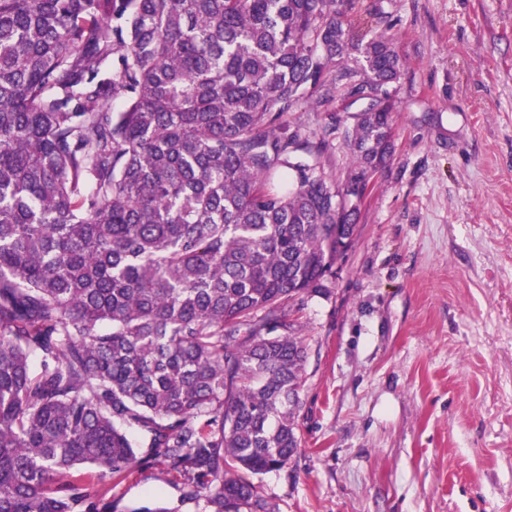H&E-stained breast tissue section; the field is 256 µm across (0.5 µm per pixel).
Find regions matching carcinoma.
<instances>
[{"mask_svg":"<svg viewBox=\"0 0 512 512\" xmlns=\"http://www.w3.org/2000/svg\"><path fill=\"white\" fill-rule=\"evenodd\" d=\"M401 73L337 0H0V512H100L153 459L200 512H275L254 477L298 454L309 357L286 307L326 293ZM341 86L373 101L336 182V129L283 116Z\"/></svg>","mask_w":512,"mask_h":512,"instance_id":"cac0c4a2","label":"carcinoma"}]
</instances>
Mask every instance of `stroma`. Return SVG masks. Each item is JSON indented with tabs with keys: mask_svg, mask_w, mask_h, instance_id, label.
Returning a JSON list of instances; mask_svg holds the SVG:
<instances>
[{
	"mask_svg": "<svg viewBox=\"0 0 512 512\" xmlns=\"http://www.w3.org/2000/svg\"><path fill=\"white\" fill-rule=\"evenodd\" d=\"M356 32L389 28L395 156L352 243L294 320L309 348L300 450L257 477L276 512H512V0H345ZM303 100L288 124L352 128ZM151 463L107 512L162 500L198 512Z\"/></svg>",
	"mask_w": 512,
	"mask_h": 512,
	"instance_id": "35a3bbf8",
	"label": "stroma"
}]
</instances>
